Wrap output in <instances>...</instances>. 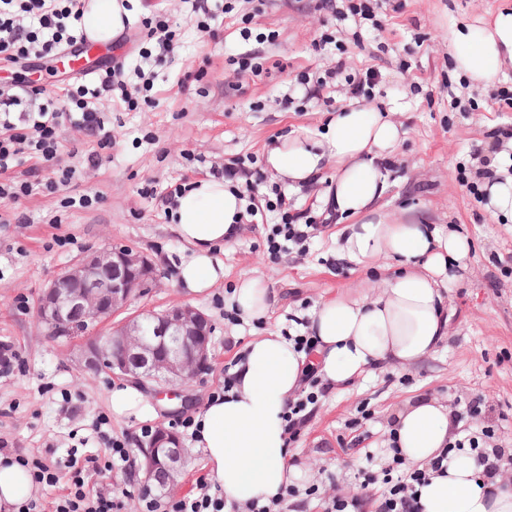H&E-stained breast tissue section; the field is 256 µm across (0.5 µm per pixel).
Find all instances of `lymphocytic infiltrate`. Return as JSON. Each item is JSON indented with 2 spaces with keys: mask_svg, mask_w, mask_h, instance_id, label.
<instances>
[{
  "mask_svg": "<svg viewBox=\"0 0 512 512\" xmlns=\"http://www.w3.org/2000/svg\"><path fill=\"white\" fill-rule=\"evenodd\" d=\"M79 0H0V60L17 62L31 57L47 59L63 48L76 44L81 31ZM123 63L100 73L94 84L68 85L63 106L47 103L37 110H24L25 96L0 91V199L17 200L41 190L50 194L81 179L84 170L99 168L103 149L112 145L107 128L104 103H131L132 97L123 79ZM71 123L94 136L97 147L85 154L81 167L61 164V129ZM28 156L31 166L23 174L15 168L20 156ZM490 427L480 435H466L450 441V448L470 447L490 479L512 482V458L503 449L482 450L479 439L490 436ZM444 457H436L429 469L402 471L403 459L393 454L383 470L380 485L365 487L359 494H336L325 499L323 512H367L375 504L376 512H418L417 488L425 484L430 471L444 468ZM70 486L54 506V512H118L114 498L90 493L85 468L72 463Z\"/></svg>",
  "mask_w": 512,
  "mask_h": 512,
  "instance_id": "obj_1",
  "label": "lymphocytic infiltrate"
}]
</instances>
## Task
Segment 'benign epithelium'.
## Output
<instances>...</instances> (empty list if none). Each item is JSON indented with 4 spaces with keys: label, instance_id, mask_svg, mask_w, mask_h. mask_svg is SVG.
<instances>
[{
    "label": "benign epithelium",
    "instance_id": "obj_1",
    "mask_svg": "<svg viewBox=\"0 0 512 512\" xmlns=\"http://www.w3.org/2000/svg\"><path fill=\"white\" fill-rule=\"evenodd\" d=\"M157 281L155 266L143 253L127 247L105 248L60 271L42 292L37 321L54 336H74L123 313L130 299ZM208 316L188 304L140 316H128L109 333L83 345L81 372L108 369L112 375L143 384L151 381L169 397L182 396L213 369ZM141 448L143 485L164 494L184 464L186 448L179 435L163 426L136 439Z\"/></svg>",
    "mask_w": 512,
    "mask_h": 512
}]
</instances>
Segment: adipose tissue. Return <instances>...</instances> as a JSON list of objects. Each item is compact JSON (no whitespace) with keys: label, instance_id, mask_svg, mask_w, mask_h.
<instances>
[{"label":"adipose tissue","instance_id":"adipose-tissue-1","mask_svg":"<svg viewBox=\"0 0 512 512\" xmlns=\"http://www.w3.org/2000/svg\"><path fill=\"white\" fill-rule=\"evenodd\" d=\"M129 17L125 0H93L83 26L107 41L122 33ZM451 52L467 80L493 82L512 66V12L456 31ZM323 138L319 150L297 141L272 149L267 164L288 182L304 184L324 160H335L336 182L327 197L348 219L342 256L358 262L394 260L399 269L375 294L342 292L323 301L307 326L317 341L313 355L295 350L292 341L275 333L254 337L234 370L232 389L210 399L195 416L194 444L203 451L208 478L223 491L226 505L240 512L252 503L278 499L290 481L284 415L306 373L316 371L336 385L370 369L416 365L447 338L448 284L467 267L464 237L406 222L377 206L387 188L380 158L400 140L391 110L343 109L330 119ZM243 206L239 192L215 178L196 181L177 197L171 228L188 248L180 282L190 293H206L223 281L224 266L214 253L237 236ZM233 300L245 322L264 319L271 307L267 288L255 278L241 279ZM391 430L411 465L422 469L441 454L450 456L447 468L431 473L420 486L421 512H512V487L491 485L474 454L447 453L453 423L439 399L419 395L404 401L392 415ZM38 492L27 468L0 460V507Z\"/></svg>","mask_w":512,"mask_h":512}]
</instances>
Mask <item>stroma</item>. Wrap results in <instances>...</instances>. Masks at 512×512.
I'll return each instance as SVG.
<instances>
[{
    "instance_id": "stroma-1",
    "label": "stroma",
    "mask_w": 512,
    "mask_h": 512,
    "mask_svg": "<svg viewBox=\"0 0 512 512\" xmlns=\"http://www.w3.org/2000/svg\"><path fill=\"white\" fill-rule=\"evenodd\" d=\"M211 8L222 23L210 35L200 31L189 0H135L131 28L166 20L172 51L149 56L138 46L116 43L110 53L125 57L127 70L151 72V102L131 110L115 106L112 147L100 168L61 193L36 191L0 203L1 211L30 218L26 224L0 223V343L17 352L13 371L0 374V442L10 456L38 458L56 474V483L42 486L35 498L42 512H52V502L65 493L70 460L102 457L107 436L125 440L127 456L111 472L94 475L95 489L118 498L120 512H140L143 475L133 468L135 442L159 425L179 430L186 448L169 498L199 494L208 485L204 455L178 423L220 390L225 368L242 361L255 336L304 334L323 298L379 287L373 265L340 258L344 220L294 241L279 234L280 215L271 207L281 193L311 217L325 208L335 161H325L311 183L293 186L276 176L265 156L287 137L320 142L330 116L350 105L344 80L335 74L340 60L351 75L377 72L369 102L396 106L404 131L387 159L382 210L467 237L469 273L448 289V337L436 351L417 365L370 371L320 396L308 424L288 445L296 493L278 510L320 512V498L338 485L361 492L388 463L389 415L412 396L432 395L447 404L482 397L495 427L486 447L512 449V420L498 418L499 411L512 409V223L494 218L469 191L480 182L487 133L512 128V107L496 98L512 90V69L490 85H475L458 74L448 51L455 30L511 10L512 0H381L374 26L355 24L344 0L330 9L322 0H212ZM243 55L258 57L260 76L237 73L235 62ZM320 80V95L306 97L305 86ZM19 84L57 96L63 75L35 58L0 61V90ZM235 160L254 173L243 199L258 214L231 245L217 250L223 282L208 294L186 295L178 284L186 246L171 230L160 194ZM87 192L97 197L91 207H61V198ZM112 245L142 251L159 273L158 287L134 297L129 313L189 304L211 321L213 370L187 386L189 404L182 412L166 403L152 418L114 416L109 395L117 378L77 374L81 340H49L36 320L38 299L57 273ZM245 277L261 279L274 296L266 320L243 322L232 306ZM355 436L362 452L342 446ZM367 449L375 451V463L366 461Z\"/></svg>"
}]
</instances>
